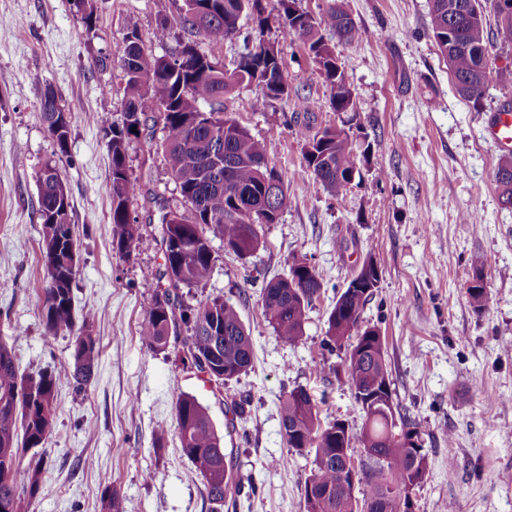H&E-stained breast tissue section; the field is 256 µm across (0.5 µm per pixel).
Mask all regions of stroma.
I'll return each mask as SVG.
<instances>
[{
	"mask_svg": "<svg viewBox=\"0 0 512 512\" xmlns=\"http://www.w3.org/2000/svg\"><path fill=\"white\" fill-rule=\"evenodd\" d=\"M85 27L75 0H0V341L12 347L20 373L38 374L71 358L75 332L45 333L33 298L42 293L36 175L55 163L67 184L71 222L80 243L72 286L77 312L93 311L100 357L92 384L79 391L61 381L55 425L45 448L50 475L23 512H102L106 491L125 512H211L200 476L182 455L173 421L182 393L205 405L217 429L227 406L178 347L150 351L140 340L143 303L162 276L165 212L182 198L163 151L161 123L147 120L127 145L129 174L141 188L131 212L139 240L130 256L112 242L111 174L97 122H121V56L135 34L156 55H174L191 35L182 27L184 0H97ZM430 0H345L362 31L357 46H337L371 144L361 181L343 201L302 175L303 143L284 117L313 99L311 125L334 123L327 90L301 42L270 26L291 90L289 99L257 112L261 86L241 88L224 106L265 145L286 202L277 223L263 225L262 244L247 259L211 240L209 279L183 289L185 304L215 296L236 303L250 333L254 365L231 392L251 397V411L224 438L249 473L255 495L240 494L224 512H304L303 486L313 456L289 448L280 432L279 401L294 387L319 400L320 420L362 415L342 364L324 350L337 289L372 258L380 281L364 318L386 338L394 399L424 434L430 473L416 492L415 512H512V208L500 203L495 172L501 155L483 137L485 116L512 102V88L489 83L478 102L456 92L448 64L429 31ZM167 23L171 36L153 33ZM110 60L108 68L98 57ZM70 113L67 155L37 109L45 90ZM383 181H375V172ZM476 213L480 224L463 221ZM482 256L487 301L475 309L467 290L472 256ZM315 266L326 291L308 312L303 340L282 342L262 316L260 285L287 273L293 258Z\"/></svg>",
	"mask_w": 512,
	"mask_h": 512,
	"instance_id": "1",
	"label": "stroma"
}]
</instances>
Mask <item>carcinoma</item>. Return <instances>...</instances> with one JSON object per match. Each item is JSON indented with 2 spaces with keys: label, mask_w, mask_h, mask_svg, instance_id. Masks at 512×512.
<instances>
[{
  "label": "carcinoma",
  "mask_w": 512,
  "mask_h": 512,
  "mask_svg": "<svg viewBox=\"0 0 512 512\" xmlns=\"http://www.w3.org/2000/svg\"><path fill=\"white\" fill-rule=\"evenodd\" d=\"M301 0H185L184 28L220 45L242 35L243 20L252 22L244 37V52L235 66L226 69L201 51L193 41L182 44L173 59L158 57L137 35L127 39L121 58L124 73L125 111L116 126L107 117L100 124L111 155V176L105 190L111 199L112 242L128 255L139 233L129 207L140 193L127 166V144L150 114L163 121V143L168 169L180 190L190 216L172 211L163 219L162 243L174 288H193L206 281L214 262L211 239L238 257L261 246L253 226L275 223L286 195L274 170L259 166L266 159L265 146L228 113L224 97L257 83L263 96L253 107L263 110L274 101L290 97L284 64L277 46L264 40L270 22L283 33L299 39L317 66L330 109L341 114L357 109L345 65L338 62L336 47L319 34L325 27L340 43L361 40V30L343 5L331 0L317 19L300 5ZM86 27L96 21L95 0H77ZM430 34L454 77L457 93L468 101L479 100L489 78L512 86V69L490 72L487 63V21L481 0H431ZM209 106L204 110L203 106ZM52 90H46L37 112L60 155L67 154L69 126L54 129L55 113H70ZM296 135L304 143V173L341 202L358 172V153L345 126H326L314 132L301 125ZM43 247H56L46 266V287L36 299L46 334L55 336L81 322L72 361L50 373H19L11 348L0 342V512H21V495L34 497L49 470L41 460L22 465L21 457L42 448L53 429L54 400L64 379L81 388L94 377L98 339L90 316H77L72 285L79 271V243L70 220L71 200L66 183L51 163L37 177ZM475 285L469 296L476 309L483 307V258H471ZM379 278L369 271L363 287L348 282L339 292L328 317L323 348L330 354L344 352L343 374L362 413L360 434L347 449L338 447L336 424L322 425L319 406L307 390L286 392L279 403L280 426L288 447L314 453L313 467L304 481V512H410L412 494L429 474L424 447L410 446L409 436L421 437L418 424L394 402L384 337L376 327L364 325L363 312L378 288ZM324 288L315 267L306 258H293L288 272L262 285L261 306L265 320L278 338L288 344L303 340L306 313ZM185 326L189 335L181 337ZM139 336L153 351L170 342L181 343V360L224 388L253 367V348L238 307L221 296L196 307L166 288L146 298ZM174 419L181 452L202 478L213 512H222L224 498L247 487L256 492L251 476L235 468L224 451V437L208 408L190 394L181 393L174 404ZM364 486L362 497L355 488Z\"/></svg>",
  "instance_id": "cac0c4a2"
}]
</instances>
